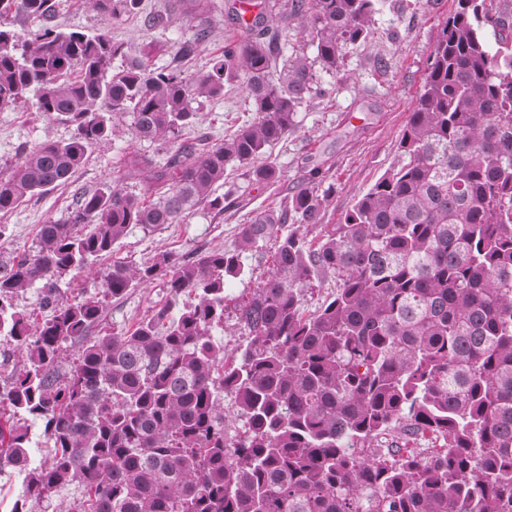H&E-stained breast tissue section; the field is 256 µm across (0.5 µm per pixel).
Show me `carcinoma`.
Returning a JSON list of instances; mask_svg holds the SVG:
<instances>
[{
    "label": "carcinoma",
    "mask_w": 512,
    "mask_h": 512,
    "mask_svg": "<svg viewBox=\"0 0 512 512\" xmlns=\"http://www.w3.org/2000/svg\"><path fill=\"white\" fill-rule=\"evenodd\" d=\"M382 2H261L250 21L235 14L245 37L190 72L210 34L204 22L151 67L105 26L88 35L51 25L58 0H0V112L28 104L73 129L25 150L0 178V212L65 184L108 140L114 116L130 114L134 138L169 144L163 163L124 158L126 175L156 200L105 182L41 225L34 254L0 271V339L24 352L20 364L0 359V463L23 475L11 512L48 505L70 483L81 495L58 512H512L509 0H457L402 131L406 161L356 196L340 223L323 224L317 243L299 228L322 224L319 166L285 207L242 225L236 250L117 259L97 272L94 295L64 296L63 281L112 254L131 225L175 224L202 202L231 205V192L215 194L227 169L276 181L267 150L297 131L308 100L335 96L345 56L374 34ZM90 3L117 21L140 0ZM186 4L197 15L209 6L170 0L144 22L164 27ZM275 10L300 15L313 61L284 57L288 25L268 24ZM17 16L32 27L7 23ZM234 82L254 120L202 148L178 142L199 104ZM270 242L271 271L235 305L245 344L228 356L212 335L224 326L226 288L245 274V255ZM322 276L336 278V292L308 315L307 289ZM156 281L164 303L130 330L99 329L107 300ZM30 289L50 312L39 324L16 305ZM186 293L196 303L174 312ZM38 421L47 468L30 464ZM427 434L438 447H402Z\"/></svg>",
    "instance_id": "obj_1"
}]
</instances>
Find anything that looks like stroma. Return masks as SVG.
<instances>
[{
	"instance_id": "stroma-1",
	"label": "stroma",
	"mask_w": 512,
	"mask_h": 512,
	"mask_svg": "<svg viewBox=\"0 0 512 512\" xmlns=\"http://www.w3.org/2000/svg\"><path fill=\"white\" fill-rule=\"evenodd\" d=\"M215 2L210 36L189 62L190 71L205 67L222 53L225 38H238L244 33L243 28L227 21L239 0ZM167 6L168 0H142L139 13L106 24L85 0H63L53 24L61 30L77 29L89 34L108 27L115 41L124 43L134 55H147L149 64L157 67L174 54L175 38L196 23L194 16L177 13L168 28L145 26L146 14ZM454 7L455 0H386L373 39L347 54L348 78L335 98L312 99L297 115V132L272 149L270 158L280 172L277 182H255L244 168L231 171L226 179L233 192L231 208L220 212L202 203L175 224L155 228L133 225L114 256L143 263L164 252L191 257L208 250H234L241 224L257 212L283 207L289 187L315 166L325 170L331 187L321 225L303 230L307 239L318 240L322 224L339 223L354 197L400 161L401 132L423 84L427 58ZM380 57L391 63L383 75L374 71ZM253 118L246 91L236 84L223 96L204 102L196 125L184 136L217 142ZM112 125L114 133L109 142L94 150L66 185L28 198L11 212L0 213V225L6 227L0 237L1 267L30 255L40 225L64 218L78 193L95 190L107 181L125 191L143 193V185L127 179L120 162L131 138V118L113 117ZM72 132L71 126L27 107L0 112V178L10 175L23 149L69 138ZM163 295V284L158 281L109 302L103 328L117 332L134 327Z\"/></svg>"
}]
</instances>
